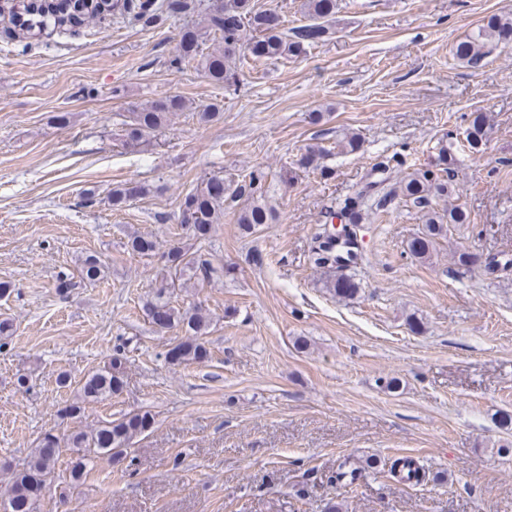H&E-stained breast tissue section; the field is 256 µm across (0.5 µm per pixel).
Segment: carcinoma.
<instances>
[{
  "label": "carcinoma",
  "mask_w": 512,
  "mask_h": 512,
  "mask_svg": "<svg viewBox=\"0 0 512 512\" xmlns=\"http://www.w3.org/2000/svg\"><path fill=\"white\" fill-rule=\"evenodd\" d=\"M76 5L66 10L56 0H40V6L31 7L32 0H14L10 15L21 13L29 17L25 28L29 31L42 30L50 25L72 27L73 18L82 20L98 18L110 11L109 0H74ZM123 8L134 12V18L145 26H156L181 15L196 13L201 16V27L186 28L176 47V53L169 59V67L181 70L196 65L214 83L231 85L238 76V63L247 55L256 59L279 60L296 56L305 47L318 42L326 33V23L336 14L338 0H302L301 10L310 23L285 30L283 22L270 20L273 10H257L253 0H122ZM219 36L220 45L212 51H204L205 37ZM512 36V17L492 16L486 25L469 39L456 47V56L470 64H478L485 56L484 48L492 41ZM185 101L179 95H170L149 104H132L128 108L127 144L137 145L145 134L162 128L169 115L181 112ZM328 154L322 147L310 146L299 159V166L308 168L319 163ZM372 174L376 179L355 195L345 198L329 212L330 217L339 218L344 224H360L368 213L380 211L387 202L400 197L419 208L425 217L424 232L413 238L408 249L419 257L429 255L437 237L449 224H464L466 213L452 208L439 215L433 208V199L448 194V179L431 169H418L404 176L384 162L375 164ZM263 175L252 172L249 179L226 181L222 177H204L186 195L180 213V223L187 226L199 239L209 236L211 227L224 214V202L245 199L238 223L247 230L258 224H271L275 220V207L267 200L262 184ZM147 193L144 186H118L112 189V206L122 208L132 200ZM132 253L150 255L157 250L156 241L148 236H136L128 243ZM354 256L352 250L342 251L335 247L331 233L320 236L319 245L311 250L310 260L317 267L340 269L349 264ZM169 268V274L162 277L153 298L146 303V312L151 323L161 320V331L179 329L184 337L167 351L168 359L174 364L199 363L208 358L209 351L202 336L209 326L208 317L202 309L178 308L173 305L171 295L184 287L183 278L188 272L206 273V267L193 253L172 248L161 255ZM106 266L95 255L86 257L77 269L79 281L90 286L105 276ZM330 288L340 298H348L359 289L355 279L347 274L336 273ZM124 383V372L120 358L87 375L78 389L79 400L66 403L59 409L62 416L74 418L81 413V403L109 397L118 393ZM154 417L142 411L120 419L105 421L89 431L70 435L66 441L47 432L40 438L36 448L19 468L11 469L7 501L0 504L3 512H38V505L46 487L51 484L56 466L63 451L70 452L66 468L69 483L78 485L87 478L94 466V459L105 458L111 462L120 461L127 455L134 437L150 431ZM389 472L403 481L419 483L426 471L419 462L407 457L393 460Z\"/></svg>",
  "instance_id": "cac0c4a2"
}]
</instances>
